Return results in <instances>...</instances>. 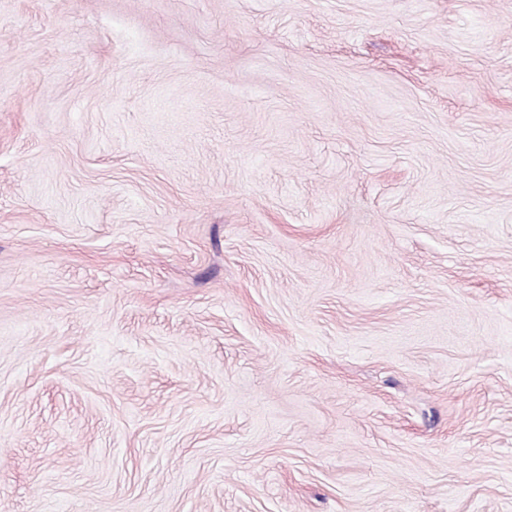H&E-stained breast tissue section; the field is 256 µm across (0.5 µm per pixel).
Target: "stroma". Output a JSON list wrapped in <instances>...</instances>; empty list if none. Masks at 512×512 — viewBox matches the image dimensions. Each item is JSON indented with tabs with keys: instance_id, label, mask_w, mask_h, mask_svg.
I'll list each match as a JSON object with an SVG mask.
<instances>
[{
	"instance_id": "35a3bbf8",
	"label": "stroma",
	"mask_w": 512,
	"mask_h": 512,
	"mask_svg": "<svg viewBox=\"0 0 512 512\" xmlns=\"http://www.w3.org/2000/svg\"><path fill=\"white\" fill-rule=\"evenodd\" d=\"M0 512H512V0H0Z\"/></svg>"
}]
</instances>
